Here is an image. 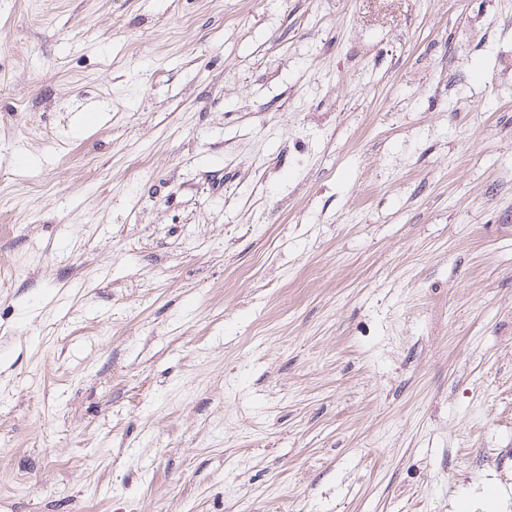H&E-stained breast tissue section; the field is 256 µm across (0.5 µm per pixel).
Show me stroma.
<instances>
[{"label": "stroma", "instance_id": "35a3bbf8", "mask_svg": "<svg viewBox=\"0 0 512 512\" xmlns=\"http://www.w3.org/2000/svg\"><path fill=\"white\" fill-rule=\"evenodd\" d=\"M512 512V0H0V512Z\"/></svg>", "mask_w": 512, "mask_h": 512}]
</instances>
